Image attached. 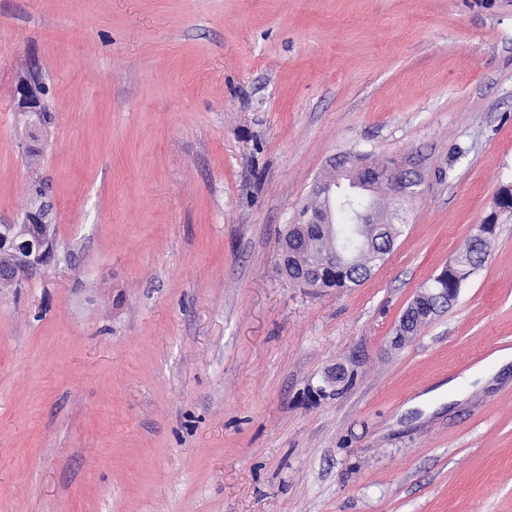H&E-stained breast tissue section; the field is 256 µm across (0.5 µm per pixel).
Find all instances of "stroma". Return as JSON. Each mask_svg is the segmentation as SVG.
Listing matches in <instances>:
<instances>
[{
  "instance_id": "stroma-1",
  "label": "stroma",
  "mask_w": 512,
  "mask_h": 512,
  "mask_svg": "<svg viewBox=\"0 0 512 512\" xmlns=\"http://www.w3.org/2000/svg\"><path fill=\"white\" fill-rule=\"evenodd\" d=\"M345 152L420 194L363 284L297 287L278 236ZM37 183L56 255L0 288V512H512L511 215L393 343L512 185V0H0V224ZM45 88L38 77L30 76L19 80L16 87L17 108L28 117V124L37 127L42 123L43 115L47 112L44 99ZM48 120V112L45 121ZM486 256L485 244L475 243L470 239L466 252L453 262L451 267L448 266V276L445 278L437 275L429 284L424 285L420 292L430 294L437 291L434 288L446 290L461 288L462 284L482 265ZM417 311L419 312V323L413 329L404 321H400L399 328L397 334L394 338L395 342H400V338L403 337V340L409 336L410 338L415 335L421 326L422 323L427 321L433 314L436 313V307H434L431 303H425L424 297L421 294H418L413 301L408 305L405 311Z\"/></svg>"
}]
</instances>
